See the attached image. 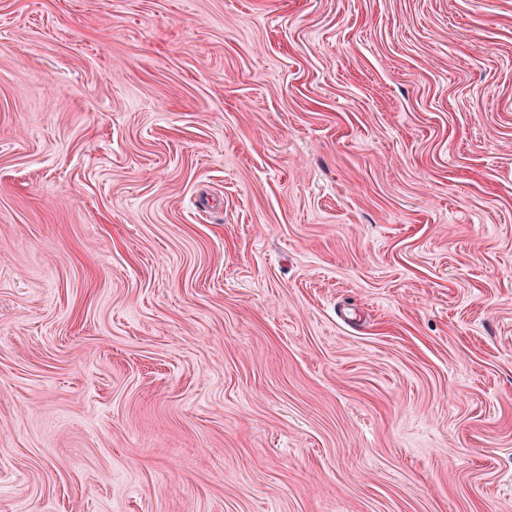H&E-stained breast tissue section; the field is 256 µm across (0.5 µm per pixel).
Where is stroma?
<instances>
[{
  "mask_svg": "<svg viewBox=\"0 0 512 512\" xmlns=\"http://www.w3.org/2000/svg\"><path fill=\"white\" fill-rule=\"evenodd\" d=\"M0 512H512V0H0Z\"/></svg>",
  "mask_w": 512,
  "mask_h": 512,
  "instance_id": "stroma-1",
  "label": "stroma"
}]
</instances>
